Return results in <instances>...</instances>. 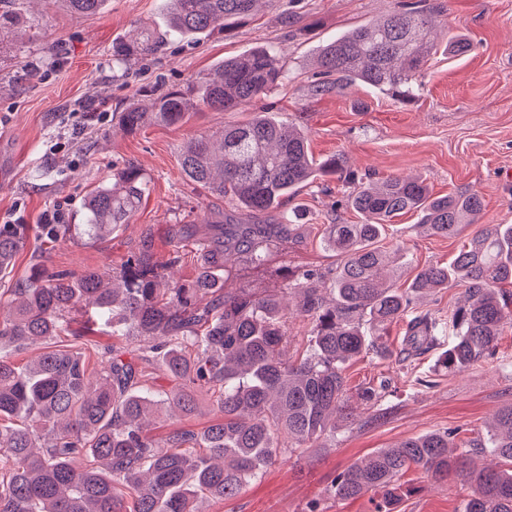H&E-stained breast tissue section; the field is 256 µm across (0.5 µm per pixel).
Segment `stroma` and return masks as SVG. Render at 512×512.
Here are the masks:
<instances>
[{
  "label": "stroma",
  "mask_w": 512,
  "mask_h": 512,
  "mask_svg": "<svg viewBox=\"0 0 512 512\" xmlns=\"http://www.w3.org/2000/svg\"><path fill=\"white\" fill-rule=\"evenodd\" d=\"M443 6L436 21L444 34L471 38L463 56L437 53L423 70V89L409 104L363 85L345 93L311 97L312 59L318 44L382 18L395 0H284L257 11L233 36L205 37L166 45L146 72L114 76L112 42L136 33L142 24L166 27L161 0H107L103 11L86 16L56 6L54 0H6L19 22L0 47V224H23L28 240L15 258L12 278L33 259L49 271L104 270L125 261L143 240L166 260L174 224L208 229L206 211L223 212L232 222L228 237L240 234L248 218L227 200L209 195L181 172V148L189 138L248 121L256 112H279L296 120L307 134L315 158L338 154L359 176L382 180L413 176L433 194L475 190L484 208L481 222L512 224V0H434ZM294 22L284 25L283 13ZM276 42L288 74L286 84L250 105L228 112L199 109L175 126L151 124L127 134L114 127L115 107L137 100L144 83L162 79L180 87L208 76L224 58ZM40 77L27 79L30 66ZM135 162L149 180V191L131 222L112 236L90 244L52 242L36 226L45 212L61 210L65 223L83 221L88 192L113 170ZM348 189L328 176L303 187L267 216L300 206L306 213L303 236L291 244L273 238L260 264L236 259L224 272V288L282 291L288 276L312 270L329 273L340 258L323 243L324 225L355 224L359 215L347 206ZM420 217L407 213L387 227L384 244L400 248L408 288L414 274L430 262L448 261L477 232L466 225L448 239L423 231ZM405 323L392 325L383 341L389 358L370 354L346 368L349 386L386 381L389 391L375 406H358L351 419H337L336 432L301 452H282L260 477L234 499L213 502L210 512H373L370 496L339 501L326 490L336 475L379 448H391L430 432L459 430L461 437L486 434L495 413L512 404V325L504 326L493 359L449 374L440 366L447 343L417 358L398 352ZM89 370L111 352L139 360L138 342L96 327L82 338ZM418 492L404 498L398 512H461L474 486L459 476L434 482L423 470L399 479Z\"/></svg>",
  "instance_id": "obj_1"
}]
</instances>
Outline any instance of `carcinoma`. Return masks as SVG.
<instances>
[{
  "instance_id": "cac0c4a2",
  "label": "carcinoma",
  "mask_w": 512,
  "mask_h": 512,
  "mask_svg": "<svg viewBox=\"0 0 512 512\" xmlns=\"http://www.w3.org/2000/svg\"><path fill=\"white\" fill-rule=\"evenodd\" d=\"M78 14H96L106 0H63ZM261 0H168L167 30L144 26L138 36L112 42V62L145 64L170 39H191L216 30L229 33L250 17ZM429 0H399L382 20L368 22L320 46L310 95L320 98L364 84L399 103L413 101L421 71L439 51L462 56L471 40L440 41ZM285 79L276 45L228 57L214 75L184 88L144 86L143 108L117 113L121 129L134 134L150 123L177 125L192 106L230 111L278 88ZM219 142L190 140L180 154L185 177L252 216L280 205L285 196L323 175L350 185L347 202L358 224L325 225L324 242L342 257L331 276V298L322 295L321 276L305 271L288 281L295 307L277 293L246 289L227 292L221 273L231 262L224 250V214L209 221L212 235L191 281L174 277L184 261L189 228L174 226L168 259H155L141 243L106 272H50L41 262L12 287L0 290V512H203L205 500L224 501L272 465L283 448H301L336 429V416L352 417V401L377 403L386 385L351 394L346 365L375 352L392 356L379 342L381 331L407 320L406 343L427 350L448 336L442 366L450 374L495 355L504 324L512 320V224H485L448 264L418 270L409 291L383 282L389 258L380 242L386 224L407 212L421 215L433 236L456 237L477 224L483 211L478 192L431 195L421 180L389 177L365 183L346 173L338 155L314 161L305 132L292 120L264 112L241 126H226ZM148 190V179L133 162L97 185L85 201V223L40 224L52 240L93 243L130 223ZM303 210L282 213L278 232L299 237ZM26 244L22 224L0 225V279L10 273ZM270 244L266 228H247L237 253L254 264ZM456 284L463 303L442 321L416 311L414 296ZM84 317V328L99 321L112 333L152 342L149 352L175 382L160 401L150 398L148 374L114 353L88 371L86 355L73 349H45L61 323ZM309 329L300 358L290 355L288 319ZM41 347L30 363L17 367L13 351ZM217 393L219 415L201 431L177 427L158 441L150 427L165 410L188 416L196 392ZM456 431L434 432L381 448L336 475L327 494L350 500L377 497L376 512H396L402 495L398 478L421 468L436 480L466 477L475 494L463 512H512V405L494 416V432L457 445ZM479 449L507 465L471 467Z\"/></svg>"
}]
</instances>
